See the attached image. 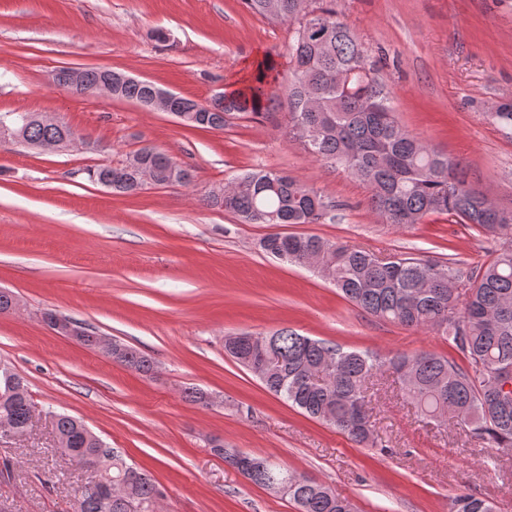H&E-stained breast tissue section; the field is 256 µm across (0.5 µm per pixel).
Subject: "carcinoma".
<instances>
[{"label": "carcinoma", "instance_id": "obj_1", "mask_svg": "<svg viewBox=\"0 0 512 512\" xmlns=\"http://www.w3.org/2000/svg\"><path fill=\"white\" fill-rule=\"evenodd\" d=\"M333 0H242L252 14L275 18L292 27L288 42V78L274 74L275 65L257 63L242 88L204 105L183 95L173 103L184 125L222 130L227 118H253L270 111L280 99L288 104L285 136L314 160L341 167L369 192L372 210L385 224H419L440 214L456 224H470L480 232L502 236L494 257L474 276L465 296L454 285L463 272L452 265L413 255L386 261L315 234L272 232L260 240L261 249L280 260L305 265L311 257L318 273L353 305L383 321L410 329L430 328L452 340L465 364L433 352L382 357L368 351H345L337 345L288 329L266 335L275 364L266 365L258 347L249 341L224 350L274 394L308 416L347 433L359 444L377 445L368 407L369 386L392 372L420 413L443 424L459 422L495 448L512 450V391L493 382L501 371L512 379V216L497 210L472 189L459 162L405 130L396 117L389 91L379 77V61L336 9ZM108 72L81 71L82 90L102 83ZM159 90L146 80L112 82V97L149 107ZM490 119L512 131V104H501ZM6 127L29 144L63 140L71 127L44 124L33 115L0 113ZM151 171L161 186H187L193 171L153 146H143L114 167L100 164L88 178L123 193L141 190L143 171ZM224 193L212 187L202 196L206 206L237 216L244 224H318L332 205L322 193L282 171L259 169L236 175ZM139 373H149L151 358L127 347L108 354ZM33 406L21 375L0 362V422L28 432ZM55 429L63 453L85 467L110 459L109 476L128 483L126 500L112 504V512H153L159 485L143 469L114 448L88 438L78 418L59 414ZM254 472L246 478L259 487L272 482L288 486V497L299 512H354L345 498L270 458L255 455ZM451 512H495L482 498L460 493Z\"/></svg>", "mask_w": 512, "mask_h": 512}]
</instances>
